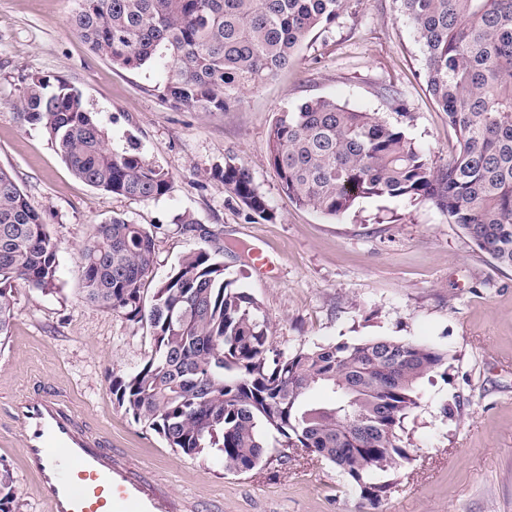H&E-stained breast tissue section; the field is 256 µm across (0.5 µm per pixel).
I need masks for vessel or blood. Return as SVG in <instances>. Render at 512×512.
Returning <instances> with one entry per match:
<instances>
[{
    "label": "vessel or blood",
    "mask_w": 512,
    "mask_h": 512,
    "mask_svg": "<svg viewBox=\"0 0 512 512\" xmlns=\"http://www.w3.org/2000/svg\"><path fill=\"white\" fill-rule=\"evenodd\" d=\"M25 470L45 512H175L177 504L112 461V439L90 429L56 394L19 398L13 410Z\"/></svg>",
    "instance_id": "1"
}]
</instances>
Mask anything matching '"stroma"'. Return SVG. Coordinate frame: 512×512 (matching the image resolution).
I'll return each instance as SVG.
<instances>
[{"mask_svg":"<svg viewBox=\"0 0 512 512\" xmlns=\"http://www.w3.org/2000/svg\"><path fill=\"white\" fill-rule=\"evenodd\" d=\"M77 6L0 0V168L59 246L53 291L18 287L0 344V463L14 475L20 512L43 510L22 466L12 405L38 389L64 395L91 429L109 433L119 464L168 491L181 512H358V494L328 462L275 455L232 473L220 458L166 447L115 407L113 371L134 370L151 346L146 329L80 299L79 249L94 225L115 216L154 228L150 285L190 253L215 255L261 304L277 348L386 336L447 350V373L422 381L405 421L412 458L381 512H512V269L479 252L429 202L364 199L338 218L296 206L269 160L268 134L281 112L323 96L391 121L385 86L414 113L409 133L432 160L454 155L455 135L428 93L423 49L399 0H351L336 24L314 30L288 68L230 112L173 107L158 91L161 72L112 66L71 28ZM41 76L80 91L113 146L136 142L168 172L169 192L143 201L75 177L48 135L20 116L27 85ZM229 160L250 170L272 219L228 200L212 173ZM185 214L196 227L179 224ZM256 247L274 260L270 275L255 271ZM447 405L455 418L444 417Z\"/></svg>","mask_w":512,"mask_h":512,"instance_id":"1","label":"stroma"}]
</instances>
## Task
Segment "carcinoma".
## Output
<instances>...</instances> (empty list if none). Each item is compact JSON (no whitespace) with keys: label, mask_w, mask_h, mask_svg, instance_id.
<instances>
[{"label":"carcinoma","mask_w":512,"mask_h":512,"mask_svg":"<svg viewBox=\"0 0 512 512\" xmlns=\"http://www.w3.org/2000/svg\"><path fill=\"white\" fill-rule=\"evenodd\" d=\"M425 57V81L457 139L437 165L408 134L404 104L390 122L313 96L271 127L270 161L296 205L339 217L365 198L432 202L480 252L512 269V0H399ZM349 0H78L77 35L123 69L159 66L163 96L177 107L229 112L277 76L315 29ZM23 120L48 134L72 173L125 197L156 200L169 174L130 143L107 144L82 94L60 79H33ZM249 213L270 219L265 196L242 164L212 173ZM58 245L12 176L0 169V340L14 318L15 290L50 291ZM153 232L114 216L81 246L83 299L149 330L152 346L131 372H112L114 403L167 447L211 453L225 470H254L279 448L332 464L363 507L377 509L411 460L404 420L419 382L446 371L448 351L411 339L374 337L273 347L257 299L226 277L210 252L187 255L152 296L145 286ZM332 394L326 405L307 393ZM0 512H18L12 471L0 465Z\"/></svg>","instance_id":"carcinoma-1"}]
</instances>
